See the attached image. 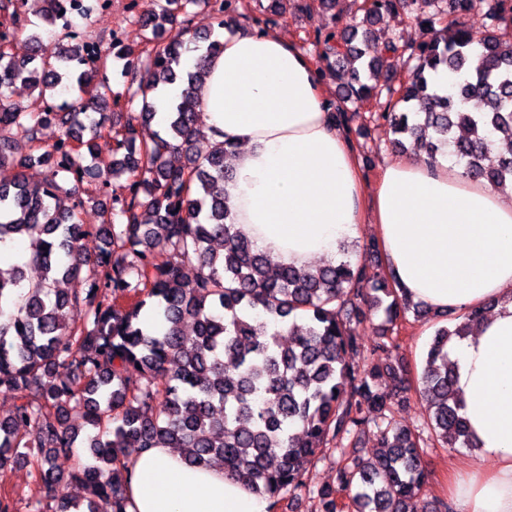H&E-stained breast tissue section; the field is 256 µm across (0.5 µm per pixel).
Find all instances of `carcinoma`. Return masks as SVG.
Listing matches in <instances>:
<instances>
[{
	"label": "carcinoma",
	"instance_id": "cac0c4a2",
	"mask_svg": "<svg viewBox=\"0 0 512 512\" xmlns=\"http://www.w3.org/2000/svg\"><path fill=\"white\" fill-rule=\"evenodd\" d=\"M40 20L71 27L66 0H41ZM208 0H165L143 15L139 48L125 47L126 71L140 74L125 95L106 76L109 54H85L68 33L53 45L28 35L29 54L17 63L12 45L35 22L0 0V246L25 240L41 266L37 282L23 268L0 267V393L15 399L0 416V470L31 464L39 496L31 512H95L108 498L112 512L129 506L121 472L134 450L182 448L194 466L224 460V470L246 478L250 491L267 501L268 512L303 490L316 512H343L351 495L356 512H416L428 480L424 439L397 421L411 384L401 367L379 359L395 348V328L408 313L428 312L401 296L389 279L372 280L351 261L313 271L276 263L239 235L224 197L232 179L228 149L216 146L203 159L180 167L167 155L187 148L198 134L203 72L187 67L191 52L208 56L219 40L191 29V8ZM354 25L316 39L322 56L334 59L341 106L367 103L381 94L371 79L382 66L359 47L376 38L386 15L409 12L427 24L431 37L417 48L418 63L394 89L397 100L379 118L394 142L413 140L431 159L441 149L455 156L462 176L512 190V0H363ZM482 16L483 29L468 20ZM455 77L446 93L431 89L434 74ZM18 81L38 89L36 108L9 100ZM176 84L161 129L149 94ZM138 112L116 128L106 125L103 104ZM61 135L40 145L43 127ZM24 138L33 153L15 155ZM112 154L104 173L85 166L86 156ZM45 166L47 180L30 185L23 169ZM132 181L112 196L113 217L97 227L102 241L95 257L79 241L90 226L77 220L70 181L94 176L106 188L123 174ZM196 263L190 280L182 263ZM84 278L85 295L66 288ZM384 308L385 325L360 366L359 331L372 311ZM489 307L474 309L453 326L435 330L425 354L419 395L429 410L430 439L443 448L472 447L464 405L454 394L448 341L466 336ZM156 314L162 329L144 324ZM291 339L280 342L281 327ZM389 378L392 389L379 388ZM83 427L68 424L72 413ZM374 426L376 452L348 455ZM87 444L92 459H78L62 472L60 455ZM338 453L337 484L307 489L304 476L315 460Z\"/></svg>",
	"mask_w": 512,
	"mask_h": 512
}]
</instances>
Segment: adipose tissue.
<instances>
[{
  "label": "adipose tissue",
  "instance_id": "adipose-tissue-1",
  "mask_svg": "<svg viewBox=\"0 0 512 512\" xmlns=\"http://www.w3.org/2000/svg\"><path fill=\"white\" fill-rule=\"evenodd\" d=\"M222 42L199 97L213 143L235 150L226 201L243 236L302 267L336 261L367 222L407 299L443 313L493 304L481 326L448 343L479 455L451 468L448 499L455 512H512V195L445 159L387 164L367 188L311 58L267 28ZM126 494L128 512L267 508L223 468L190 466L165 447L133 455Z\"/></svg>",
  "mask_w": 512,
  "mask_h": 512
}]
</instances>
